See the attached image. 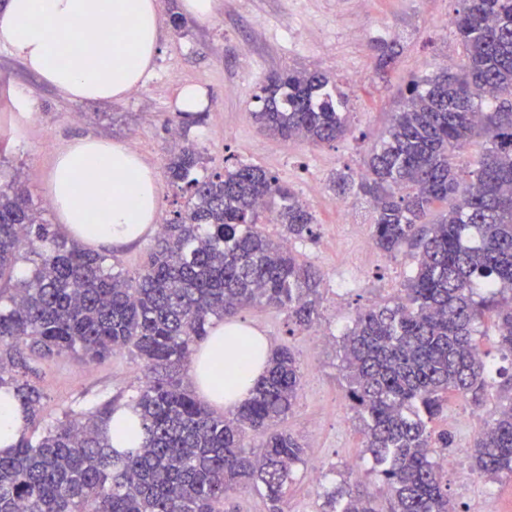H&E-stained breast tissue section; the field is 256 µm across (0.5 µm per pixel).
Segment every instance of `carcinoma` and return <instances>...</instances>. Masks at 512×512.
I'll list each match as a JSON object with an SVG mask.
<instances>
[{"mask_svg":"<svg viewBox=\"0 0 512 512\" xmlns=\"http://www.w3.org/2000/svg\"><path fill=\"white\" fill-rule=\"evenodd\" d=\"M461 2L462 58L408 82L358 182L375 214L373 246L392 257L406 246L413 265L397 296L356 314L340 345L363 453L388 496L382 505L343 479L324 492L323 512H457L438 462L451 437L435 422L450 396L484 406L502 375L480 349L485 322L512 358V0ZM254 99L255 120L274 135L319 144L347 131L348 96L327 73L273 74ZM476 138L481 150L461 163ZM166 169L190 198L135 276L53 230L16 180L0 183V399L25 411L17 442L0 451V512H224L248 487L266 512H284L306 466L302 444L279 429L301 386L292 352H272L251 396L227 413L184 378L199 341L245 308L314 326L320 274L290 241L312 235L315 217L257 165L209 173L186 145ZM267 220L280 238L262 230ZM123 349L145 371L129 400L139 447H112L110 398L44 422L30 355L103 361ZM251 355L241 344L219 376ZM474 448L480 476L512 478V399Z\"/></svg>","mask_w":512,"mask_h":512,"instance_id":"carcinoma-1","label":"carcinoma"}]
</instances>
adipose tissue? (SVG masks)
<instances>
[{
  "instance_id": "obj_1",
  "label": "adipose tissue",
  "mask_w": 512,
  "mask_h": 512,
  "mask_svg": "<svg viewBox=\"0 0 512 512\" xmlns=\"http://www.w3.org/2000/svg\"><path fill=\"white\" fill-rule=\"evenodd\" d=\"M164 34L158 0H7L0 8V47L38 81L74 101H118L141 86ZM65 231L86 246L130 244L159 212L157 178L140 154L98 137L77 139L57 154L47 182ZM251 328L228 321L214 328L194 356L192 381L204 398L227 409L247 399L271 353L231 390L216 393L211 366L237 357V337Z\"/></svg>"
}]
</instances>
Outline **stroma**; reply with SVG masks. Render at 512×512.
Returning <instances> with one entry per match:
<instances>
[{
  "mask_svg": "<svg viewBox=\"0 0 512 512\" xmlns=\"http://www.w3.org/2000/svg\"><path fill=\"white\" fill-rule=\"evenodd\" d=\"M209 21H188L175 32L169 19L180 0H159L166 19L165 39L145 83L120 102L76 103L42 86L17 57L0 49V179L21 182L47 223L56 217L46 181L57 151L73 139L97 136L122 142L155 167L159 223H167L185 204L169 181L165 165L176 140L192 143L208 170L242 161L279 177L307 203L316 218L312 235L293 242L299 259L323 278L317 332L292 330L286 312L249 308L239 322L266 336L272 348L294 353L303 375L297 405L282 423L305 446L308 466L318 465L324 482L300 471L288 491L286 512H321L323 487L343 477L375 478L348 461L362 457L358 424L345 399L340 336L355 313L393 297L410 271L408 259L379 250L362 253L370 231L366 200L338 193L337 174L359 177L366 154L386 127L400 92L416 76L458 59L461 47L452 19L459 0H223ZM396 42L399 55L387 70L377 68L380 42ZM322 71L334 75L350 96L347 133L336 141L312 144L267 134L253 118V99L274 72ZM195 83L205 107L178 115L179 88ZM29 89L39 110L18 123L13 96ZM346 209H339V201ZM33 366L46 395V411L56 417L68 407H90L114 397L126 403L144 379L141 362L129 351L97 362L77 356L37 359ZM495 408L476 409L450 400L438 426L453 439L448 456L460 470L445 473L448 495L458 512H512V480L485 482L474 472L473 444L482 421Z\"/></svg>",
  "mask_w": 512,
  "mask_h": 512,
  "instance_id": "obj_1",
  "label": "stroma"
}]
</instances>
